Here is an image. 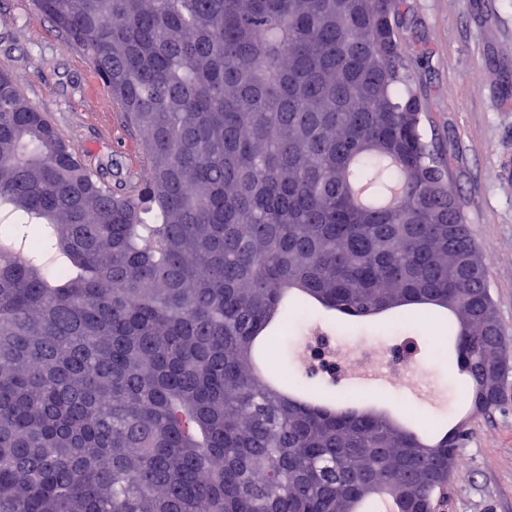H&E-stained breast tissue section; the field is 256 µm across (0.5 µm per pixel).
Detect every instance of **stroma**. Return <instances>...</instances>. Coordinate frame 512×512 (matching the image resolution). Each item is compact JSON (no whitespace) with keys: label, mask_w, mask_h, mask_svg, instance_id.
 <instances>
[{"label":"stroma","mask_w":512,"mask_h":512,"mask_svg":"<svg viewBox=\"0 0 512 512\" xmlns=\"http://www.w3.org/2000/svg\"><path fill=\"white\" fill-rule=\"evenodd\" d=\"M399 38L408 50L423 134L446 152V179L487 257L498 317L512 331V0H406ZM0 67L54 128L117 193L145 174L138 131L106 92L83 51L31 0H0ZM446 310L408 305L362 322H329L320 309L290 316L286 358L276 373L304 377L301 344L313 327L351 354H381L391 342L415 350L399 381L342 376L328 389L337 401L388 409L407 405L425 417L464 421L456 467L437 512H512V400L489 414L463 416L467 387L448 365L440 336Z\"/></svg>","instance_id":"obj_1"}]
</instances>
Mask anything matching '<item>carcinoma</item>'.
Returning a JSON list of instances; mask_svg holds the SVG:
<instances>
[{"label": "carcinoma", "instance_id": "obj_1", "mask_svg": "<svg viewBox=\"0 0 512 512\" xmlns=\"http://www.w3.org/2000/svg\"><path fill=\"white\" fill-rule=\"evenodd\" d=\"M138 127L112 193L0 68V512H434L455 466L371 411L252 372L293 289L452 312L507 386L512 334L424 141L402 0H34ZM374 203L356 202L352 187Z\"/></svg>", "mask_w": 512, "mask_h": 512}]
</instances>
